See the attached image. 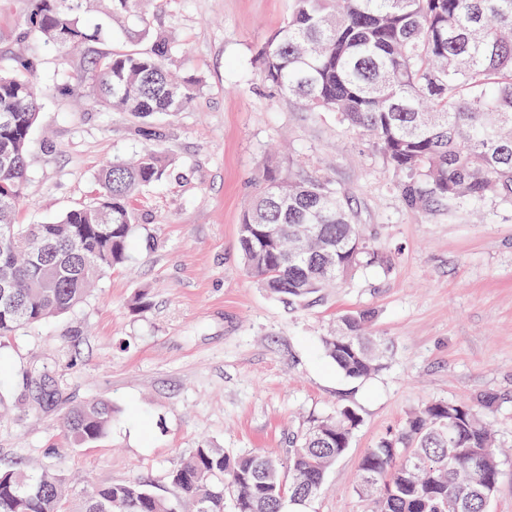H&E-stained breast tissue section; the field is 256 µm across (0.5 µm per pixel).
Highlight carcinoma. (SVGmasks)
I'll return each instance as SVG.
<instances>
[{
	"label": "carcinoma",
	"instance_id": "1",
	"mask_svg": "<svg viewBox=\"0 0 512 512\" xmlns=\"http://www.w3.org/2000/svg\"><path fill=\"white\" fill-rule=\"evenodd\" d=\"M29 2L17 41L32 31L57 49L99 40L90 0ZM163 2L106 0L103 9L148 36L149 8ZM174 50L160 34L148 51L101 52L82 73L63 78L91 82L95 105L138 116L140 135L160 142L163 133L150 119L183 111L200 92L198 80L170 71ZM259 60L265 80L283 95L336 113L369 139L398 178L406 209L512 205V0H291ZM39 109L36 78L14 55L0 67V339L68 312L122 264L137 223L133 199L167 174L160 150L114 157L98 171L93 203L50 223H15ZM238 235L247 273L268 293L298 303L383 263L345 192L317 176H264ZM371 320L369 310L343 315L336 334L323 338L349 379L384 368ZM495 403L492 395L474 403L433 401L381 438L360 465L369 512H487L496 487L483 486L475 463H497L483 419ZM358 424L359 414L344 406L292 438L286 478L272 454L199 445L171 473L174 500L132 479L96 488L75 504L57 471L3 467L0 512H287L319 493ZM111 427L112 406L103 400L64 415L75 447Z\"/></svg>",
	"mask_w": 512,
	"mask_h": 512
}]
</instances>
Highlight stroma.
<instances>
[{"mask_svg":"<svg viewBox=\"0 0 512 512\" xmlns=\"http://www.w3.org/2000/svg\"><path fill=\"white\" fill-rule=\"evenodd\" d=\"M290 0H166L153 27L178 45L173 70L198 78L190 107L157 115L162 144L126 112L94 107L81 72L88 51L148 50L98 15L91 50L62 51L29 35L24 56L42 89L28 180L17 215L46 224L90 202L102 162L162 148L166 177L133 200L138 222L124 264L68 313L0 341V466H49L73 494L136 477L158 494L198 445L286 458L293 435L343 406L360 424L301 512H366L358 493L368 448L431 401L499 398L485 419L501 448L489 512H512V206L476 213L407 210L372 145L332 112H310L267 83L257 54ZM318 175L346 192L386 263L297 305L246 274L238 225L264 173ZM374 313L385 368L354 383L323 351L340 316ZM104 399L112 428L76 448L66 407Z\"/></svg>","mask_w":512,"mask_h":512,"instance_id":"35a3bbf8","label":"stroma"}]
</instances>
